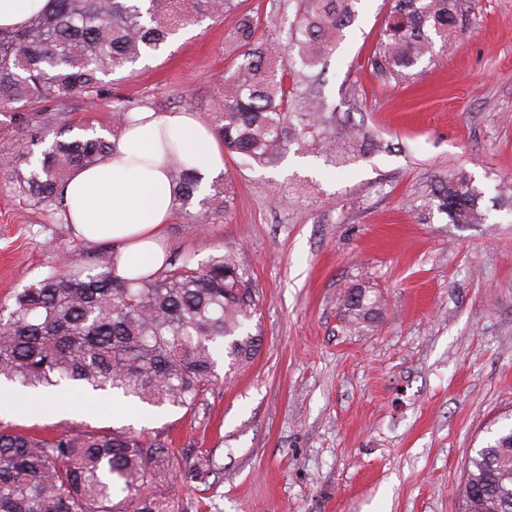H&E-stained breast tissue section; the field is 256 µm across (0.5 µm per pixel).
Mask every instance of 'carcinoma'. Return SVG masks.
Returning a JSON list of instances; mask_svg holds the SVG:
<instances>
[{
  "mask_svg": "<svg viewBox=\"0 0 512 512\" xmlns=\"http://www.w3.org/2000/svg\"><path fill=\"white\" fill-rule=\"evenodd\" d=\"M358 0H288L285 39L258 34L243 15L240 62L218 88L216 136L231 155L264 167L311 146L334 164L363 156L374 135L345 128L321 93L336 41L354 20ZM235 0H49L23 25L0 28V124L22 126V145L4 167L13 188L36 203L63 207L58 193L70 172L92 166L132 123L140 104L116 100L109 135L29 113L73 98L92 104L104 77L161 51L193 18L217 20ZM463 0H390L374 64L400 78L434 57L435 41L462 34ZM176 201L201 202L198 221L223 211L224 177L201 184L179 164L169 170ZM484 191L451 174L431 199L451 224H482ZM256 292L230 251L197 267L185 260L131 281L118 258L103 254L84 277L56 270L0 303V386L32 397L81 385L117 391L143 404L192 412L230 365L252 359L259 338L248 322ZM208 456L188 461L159 436L128 428L36 435L0 422V512H178L167 495L176 478L205 482ZM462 512H512V426L496 432L469 459L459 487Z\"/></svg>",
  "mask_w": 512,
  "mask_h": 512,
  "instance_id": "carcinoma-1",
  "label": "carcinoma"
}]
</instances>
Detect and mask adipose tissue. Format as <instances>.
<instances>
[{"mask_svg":"<svg viewBox=\"0 0 512 512\" xmlns=\"http://www.w3.org/2000/svg\"><path fill=\"white\" fill-rule=\"evenodd\" d=\"M98 165L62 185L63 224L89 245L116 246L129 279L160 271L164 231L176 205L168 169L174 161L209 177L224 168V147L192 112L142 109Z\"/></svg>","mask_w":512,"mask_h":512,"instance_id":"obj_1","label":"adipose tissue"}]
</instances>
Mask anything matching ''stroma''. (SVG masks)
Masks as SVG:
<instances>
[{
  "label": "stroma",
  "mask_w": 512,
  "mask_h": 512,
  "mask_svg": "<svg viewBox=\"0 0 512 512\" xmlns=\"http://www.w3.org/2000/svg\"><path fill=\"white\" fill-rule=\"evenodd\" d=\"M237 2L109 76L95 106L71 101L70 122L111 128L121 97L214 124L239 15L267 35L282 22L279 0ZM389 7L362 0L324 85L337 117L374 131L382 151L337 167L314 151L274 168L225 156L227 212L198 224L178 208L166 228L169 256L243 258L257 302L252 361L220 376L192 414L145 419L76 387L54 397L55 411L8 422L127 425L188 458L210 455L207 482L174 483L181 512H462L474 448L512 425V211L452 224L429 199L451 173L489 198L512 178V0H468V33L436 40L433 61L402 80L371 65ZM101 251L0 170V301L61 266L86 273ZM353 288L371 309L349 308Z\"/></svg>",
  "instance_id": "stroma-1"
}]
</instances>
